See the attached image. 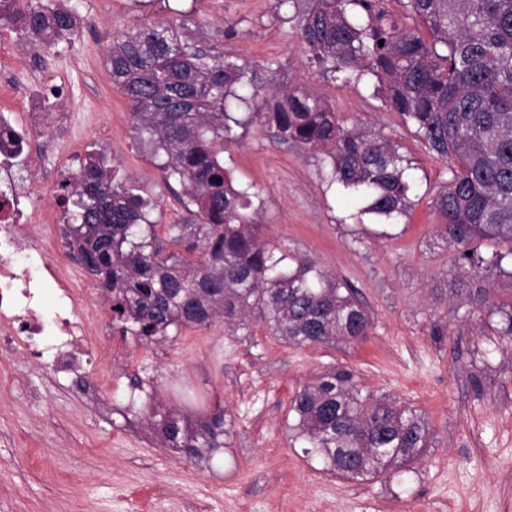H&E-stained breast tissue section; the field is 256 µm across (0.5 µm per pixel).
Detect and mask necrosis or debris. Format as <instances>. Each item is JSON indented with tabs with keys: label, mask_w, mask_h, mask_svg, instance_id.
Here are the masks:
<instances>
[{
	"label": "necrosis or debris",
	"mask_w": 512,
	"mask_h": 512,
	"mask_svg": "<svg viewBox=\"0 0 512 512\" xmlns=\"http://www.w3.org/2000/svg\"><path fill=\"white\" fill-rule=\"evenodd\" d=\"M42 106L39 100L25 105L24 126L14 109L0 110V159H32ZM0 185L10 193L9 201H0V343L48 364L57 376L93 365L109 326L90 321L84 289L73 287L53 257L56 210L34 205L31 174L0 166Z\"/></svg>",
	"instance_id": "necrosis-or-debris-1"
}]
</instances>
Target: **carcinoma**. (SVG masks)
I'll use <instances>...</instances> for the list:
<instances>
[{
    "label": "carcinoma",
    "mask_w": 512,
    "mask_h": 512,
    "mask_svg": "<svg viewBox=\"0 0 512 512\" xmlns=\"http://www.w3.org/2000/svg\"><path fill=\"white\" fill-rule=\"evenodd\" d=\"M314 0L299 21L308 60L346 81L365 75L384 87L387 106L412 125L429 151L452 163L434 208L441 234L464 265L498 264L469 245L512 244V0ZM34 47L69 39L79 29L70 0H0V24ZM112 85L128 101L139 141L164 152L162 168L194 206L189 224L169 225L184 251L161 254L152 200L117 181L91 154L63 187L77 197L67 235L84 266L102 280L112 319L123 335L151 343L181 326L216 318L245 324L256 314L273 335L305 347L367 335L369 312L345 284L302 256L269 246L257 193L239 190L224 166V145L253 121L292 143L326 154L331 179L368 201L366 212L388 220L406 214L411 190L404 158L380 134L346 125L321 97L278 86L277 69L190 35L169 18L112 38L105 54ZM236 100L246 120L229 112ZM292 411L304 453L336 475L367 480L410 470L428 448L418 409L359 384L336 366L297 392ZM162 445L212 459L224 449V410L194 424L145 404Z\"/></svg>",
    "instance_id": "1"
}]
</instances>
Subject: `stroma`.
<instances>
[{
	"instance_id": "35a3bbf8",
	"label": "stroma",
	"mask_w": 512,
	"mask_h": 512,
	"mask_svg": "<svg viewBox=\"0 0 512 512\" xmlns=\"http://www.w3.org/2000/svg\"><path fill=\"white\" fill-rule=\"evenodd\" d=\"M94 28L42 49L13 27L0 29V75L37 69L61 85L82 154L101 153L117 178L157 202L155 232L188 223L179 185L135 135L130 108L104 66L113 35L180 13L225 53L276 64V81L321 93L345 123L397 144L409 164L407 217L367 213V202L328 185L325 155L274 141L260 123L225 146L234 177L262 201L265 238L311 258L354 288L372 316L364 338L299 348L249 317L236 325L170 331L148 345L112 330V362L83 382L0 346V512H512V346L495 333L496 308L512 306V245L478 239L480 272L461 267L439 233L434 200L449 163L386 104L378 82L332 80L299 44L293 9L276 0H76ZM69 275L103 312L100 279L58 225ZM487 301L473 308L471 292ZM352 367L365 390L421 411L429 446L410 471L351 480L303 452L291 403L335 365ZM153 397L195 420L224 406L227 434L211 462L163 447L128 395Z\"/></svg>"
}]
</instances>
